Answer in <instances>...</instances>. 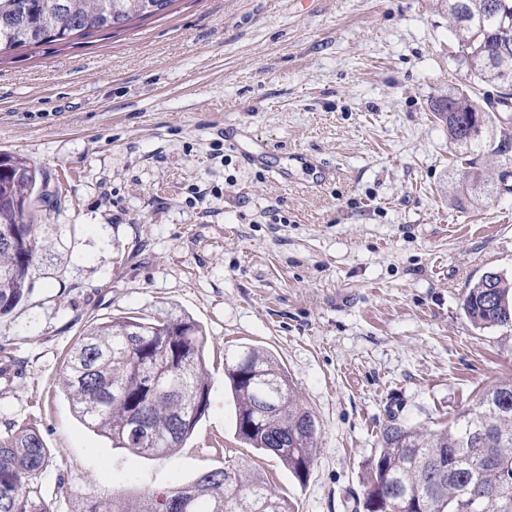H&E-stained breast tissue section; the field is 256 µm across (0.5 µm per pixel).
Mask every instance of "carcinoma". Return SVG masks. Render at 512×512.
I'll list each match as a JSON object with an SVG mask.
<instances>
[{
    "label": "carcinoma",
    "instance_id": "cac0c4a2",
    "mask_svg": "<svg viewBox=\"0 0 512 512\" xmlns=\"http://www.w3.org/2000/svg\"><path fill=\"white\" fill-rule=\"evenodd\" d=\"M174 0H0V51L118 30L164 11ZM453 25L459 64L480 81L505 90L512 104V0H435ZM448 138L477 154L486 146L487 112L468 90L450 86L431 100ZM459 181L484 183L465 160ZM43 176L26 159L0 151V315L30 290V271L48 251L30 211ZM478 328L512 330V280L491 271L463 301ZM205 333L186 315L126 316L89 326L70 349L63 385L78 416L112 447L164 458L184 446L209 402ZM244 443L270 451L306 483L318 448V425L297 388L268 351L242 346L225 357ZM145 426L134 428L139 418ZM255 426L249 428L247 423ZM49 450L33 428L0 430V512H53L39 479ZM192 512H292L287 498L242 462L203 473ZM362 512H512V384L486 390L454 426L440 432L389 426L369 468ZM80 512H180L173 492L135 505L116 495L88 499Z\"/></svg>",
    "mask_w": 512,
    "mask_h": 512
}]
</instances>
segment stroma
<instances>
[{"instance_id": "1", "label": "stroma", "mask_w": 512, "mask_h": 512, "mask_svg": "<svg viewBox=\"0 0 512 512\" xmlns=\"http://www.w3.org/2000/svg\"><path fill=\"white\" fill-rule=\"evenodd\" d=\"M456 52L428 0H173L0 53V150L42 170L32 211L52 244L0 316V425L40 432L55 512L238 457L294 512H356L387 424L445 429L512 382V332L463 310L482 273L512 277V160L481 152L470 198L429 103L473 87L493 145L512 113ZM232 132L268 157L246 164ZM161 310L204 328L209 405L149 459L83 425L62 377L90 323ZM242 346L270 351L317 419L306 483L236 434L224 356Z\"/></svg>"}]
</instances>
